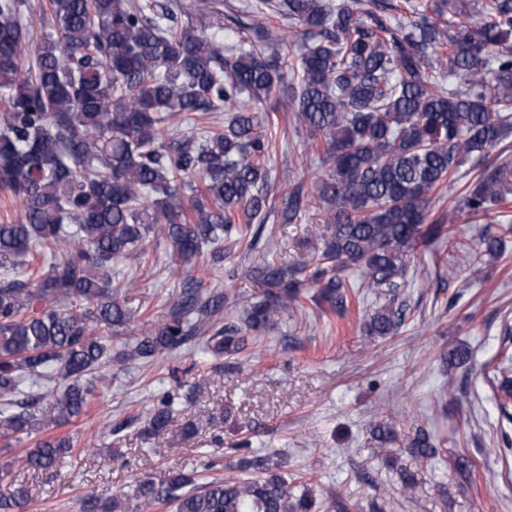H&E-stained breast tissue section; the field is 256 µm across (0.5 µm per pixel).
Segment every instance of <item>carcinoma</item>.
Segmentation results:
<instances>
[{
	"mask_svg": "<svg viewBox=\"0 0 512 512\" xmlns=\"http://www.w3.org/2000/svg\"><path fill=\"white\" fill-rule=\"evenodd\" d=\"M54 32L34 38L24 0H0V194L21 204L0 224V448L32 437L22 462L55 470L74 450L50 434L86 411L102 369L163 355L191 343L210 356L240 354L246 337L221 324L229 297L186 277L165 320L148 336L112 349L136 310L135 281L118 264L168 241L174 266L189 267L239 225L263 229L269 196L291 224L304 187L270 185L275 93L291 91L297 128L319 156L309 195L325 206L327 234L302 245L292 263L265 260L249 275L263 288L242 309L254 334L275 326L314 288L310 300L345 308L358 291L339 276L364 267L360 287L383 303L363 322L390 336L404 321L396 304L418 243L439 235L447 216L430 218L434 195L460 169L483 159L512 132V0H406L393 25L361 0H255L247 20L224 36L219 0H197L196 24L183 26L177 3L156 0H49ZM295 25L298 47L271 24ZM225 112L224 125L177 134L181 118ZM512 195V163L480 168L458 197L481 219ZM58 256L39 263L37 251ZM186 382L151 398L143 434L177 421ZM380 453L396 442L388 423L369 429ZM438 453L416 429L408 443ZM238 469L255 478L207 479L198 469L145 474L129 496L90 494L79 512H317L310 489L277 473L272 456ZM29 489L0 498V512H22Z\"/></svg>",
	"mask_w": 512,
	"mask_h": 512,
	"instance_id": "1",
	"label": "carcinoma"
}]
</instances>
